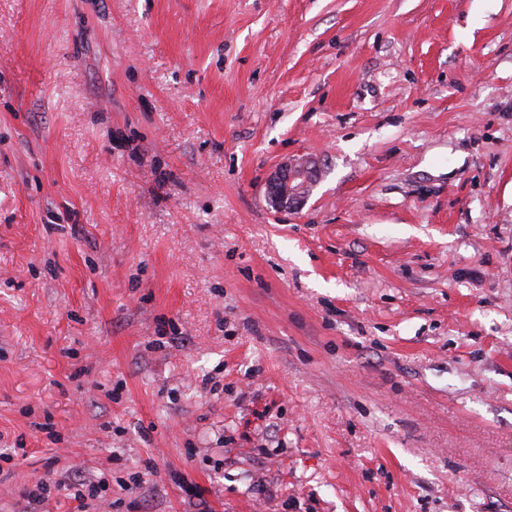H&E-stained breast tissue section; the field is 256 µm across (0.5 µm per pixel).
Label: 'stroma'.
Segmentation results:
<instances>
[{
    "label": "stroma",
    "instance_id": "stroma-1",
    "mask_svg": "<svg viewBox=\"0 0 512 512\" xmlns=\"http://www.w3.org/2000/svg\"><path fill=\"white\" fill-rule=\"evenodd\" d=\"M102 476L512 512V0H0V512ZM319 174V163L310 157L283 163L268 182L272 201L282 208L297 209L310 196Z\"/></svg>",
    "mask_w": 512,
    "mask_h": 512
}]
</instances>
